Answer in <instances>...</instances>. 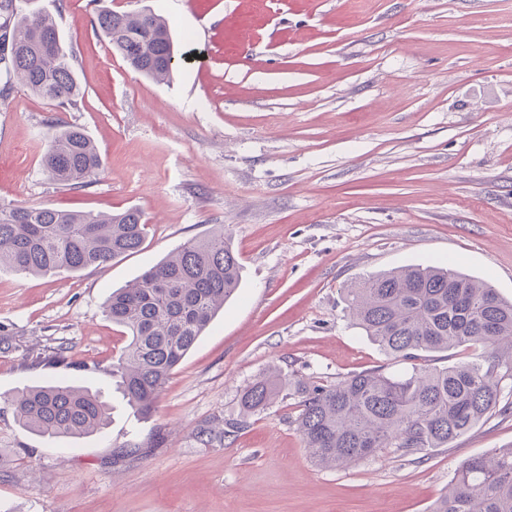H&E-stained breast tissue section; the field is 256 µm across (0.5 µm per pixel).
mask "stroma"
Returning <instances> with one entry per match:
<instances>
[{"mask_svg": "<svg viewBox=\"0 0 512 512\" xmlns=\"http://www.w3.org/2000/svg\"><path fill=\"white\" fill-rule=\"evenodd\" d=\"M32 5L61 10L84 97L61 109L17 87L0 105V205L136 208L150 229L101 268L0 272V512H429L463 461L512 444V416L497 414L418 462L388 449L321 468L293 398L239 414L241 390L273 368L333 384L481 355L389 357L350 325L343 290L442 261L512 299V0ZM101 5L167 20L168 82L112 51L93 27ZM54 124L104 156L89 185L42 175ZM221 225L241 286L142 417L110 375L127 335L104 303ZM62 377L111 404L102 432L52 443L18 424L11 397Z\"/></svg>", "mask_w": 512, "mask_h": 512, "instance_id": "stroma-1", "label": "stroma"}]
</instances>
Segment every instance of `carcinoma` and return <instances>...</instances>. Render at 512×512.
I'll return each mask as SVG.
<instances>
[{
  "instance_id": "carcinoma-1",
  "label": "carcinoma",
  "mask_w": 512,
  "mask_h": 512,
  "mask_svg": "<svg viewBox=\"0 0 512 512\" xmlns=\"http://www.w3.org/2000/svg\"><path fill=\"white\" fill-rule=\"evenodd\" d=\"M0 0V99L19 84L55 107L77 106L83 91L48 11ZM95 27L135 71L164 83L174 44L165 19L150 11L102 7ZM103 165L99 149L76 125L53 130L42 160L54 183L88 185ZM149 227L137 209L84 214L47 205H0V269L80 272L139 251ZM241 264L220 229L181 244L132 283L113 292L106 316L129 334L112 363L128 403L145 417L173 370L238 290ZM354 324L395 359L481 345L483 357L442 369L413 367L401 376L379 368L324 384L273 370L243 389V414L298 400L295 419L304 447L323 468L345 467L389 448L417 456L512 409V301L473 276L433 262L369 276L346 289ZM18 423L49 440L83 438L110 422V408L85 387L56 383L12 397ZM430 512H512V446L464 461Z\"/></svg>"
}]
</instances>
